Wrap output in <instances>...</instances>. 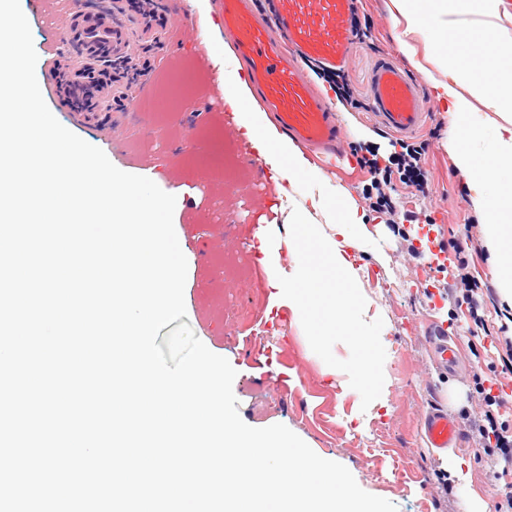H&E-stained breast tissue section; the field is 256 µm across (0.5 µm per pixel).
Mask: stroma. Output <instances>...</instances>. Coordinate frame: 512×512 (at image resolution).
I'll use <instances>...</instances> for the list:
<instances>
[{
	"mask_svg": "<svg viewBox=\"0 0 512 512\" xmlns=\"http://www.w3.org/2000/svg\"><path fill=\"white\" fill-rule=\"evenodd\" d=\"M38 55L36 76L57 120L106 154L120 170L178 192L173 223L187 260L184 300L194 334L228 359L237 375L233 392L241 419L263 428L283 424L322 458L346 466L366 492L385 498L398 512H506L512 491V459L487 455L464 439L448 450L429 447L422 418L441 397L459 422L491 409L500 435L512 440V302L496 278V252L482 215L474 209L465 178L446 147L451 118L447 101L432 87L440 72L425 60L436 33L427 17L413 35L414 56L399 44L401 27L390 0H360L355 15L359 39L341 84L313 73L315 86L343 118L348 164L323 160L324 176L344 187L364 218L365 237L354 253L359 302L374 336L378 375L373 389L355 385L363 348L340 336L317 349L314 321L281 318L267 268L292 269L297 257L285 243L289 211L302 204L306 182L282 180L270 165L250 167L244 184H224V144L237 137L234 113L224 109V75L213 56L224 53L230 33L215 21L222 0H209L206 14L189 0H152V24L128 0H20ZM119 25L125 55L135 73L116 74L111 44L91 46L78 30ZM422 79L430 107L426 129L404 138L380 124L372 106V75L380 59ZM194 64L211 76L184 111L164 121L145 120L132 107L154 93L161 66ZM93 67L94 78L73 87L71 72ZM419 152L421 188L399 178L377 186L362 161L376 152L380 164L402 149ZM388 199L376 208L378 194ZM275 224L268 241L254 233L260 221ZM237 254L253 268L249 279L226 272L219 255ZM458 299L444 300L446 288ZM249 312L241 321L238 311ZM448 329L459 353L457 372L434 367L426 339L433 326ZM498 397L485 406L481 390Z\"/></svg>",
	"mask_w": 512,
	"mask_h": 512,
	"instance_id": "obj_1",
	"label": "stroma"
}]
</instances>
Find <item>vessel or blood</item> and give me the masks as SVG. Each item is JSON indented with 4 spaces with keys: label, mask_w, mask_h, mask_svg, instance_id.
Instances as JSON below:
<instances>
[{
    "label": "vessel or blood",
    "mask_w": 512,
    "mask_h": 512,
    "mask_svg": "<svg viewBox=\"0 0 512 512\" xmlns=\"http://www.w3.org/2000/svg\"><path fill=\"white\" fill-rule=\"evenodd\" d=\"M356 0H272L258 16L252 0H223L225 29L234 31L239 55L247 62L243 81L273 112L280 128L299 142L331 156L341 155L344 132L329 102L315 92L303 63L344 67L354 36L349 14ZM372 95L382 125L403 137L418 135L430 114L421 86L393 61L376 68ZM423 436L432 448H454L463 429L442 405L424 416Z\"/></svg>",
    "instance_id": "obj_1"
}]
</instances>
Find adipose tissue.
<instances>
[{
  "label": "adipose tissue",
  "instance_id": "adipose-tissue-1",
  "mask_svg": "<svg viewBox=\"0 0 512 512\" xmlns=\"http://www.w3.org/2000/svg\"><path fill=\"white\" fill-rule=\"evenodd\" d=\"M502 0H433L435 19L442 31L455 29L461 17L479 15L491 17L497 14ZM436 65L447 78L435 82L434 89L450 101L453 124L470 121L473 102H480L485 111L495 113L499 121L495 125L493 153L501 160L512 159V75L486 83L467 79L455 61L444 54H436ZM224 100L238 114V123L264 143L267 151L264 159L281 178L288 182L305 180L309 183L307 207L288 214V223L303 236L306 256L300 259L294 272L271 267L268 275L276 282L279 301L294 313H306L309 299L334 295L339 301V316L325 324V335L335 333L352 337L356 343L366 345L370 337L359 321L354 292L359 274L347 256L348 249L360 245L356 227L364 220L352 197L326 178L317 165L284 135L277 132L273 121L261 112L250 90L236 71L224 73ZM449 148L458 171L466 178L471 192V202L485 217L486 235L491 244L497 245L498 286L501 293L512 299V248L505 246V226L502 216L512 214V188L495 190L496 174L492 168L476 169L470 151L457 139H450ZM343 199L344 206L332 224L323 226L311 223L312 212L323 211L336 199ZM333 273L339 280L336 289H329L326 273Z\"/></svg>",
  "mask_w": 512,
  "mask_h": 512
}]
</instances>
